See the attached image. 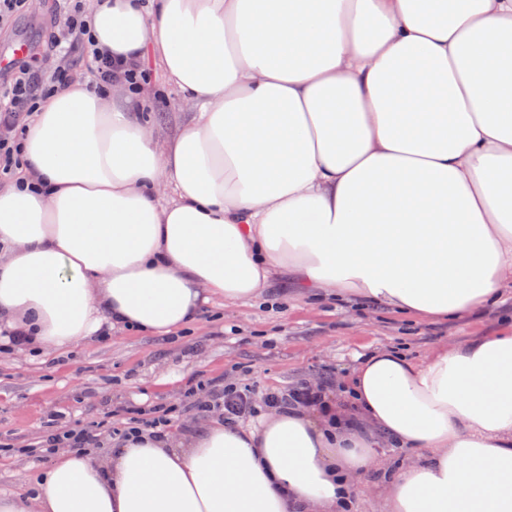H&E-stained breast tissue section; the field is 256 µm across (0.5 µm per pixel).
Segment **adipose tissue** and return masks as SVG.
Masks as SVG:
<instances>
[{"label": "adipose tissue", "instance_id": "1", "mask_svg": "<svg viewBox=\"0 0 512 512\" xmlns=\"http://www.w3.org/2000/svg\"><path fill=\"white\" fill-rule=\"evenodd\" d=\"M97 46L197 110L165 145L144 87L41 102L0 188V326L52 352L170 334L275 278L459 319L512 286V0H96ZM356 414L211 419L65 451L0 512H342L383 445V512H512V333L371 353Z\"/></svg>", "mask_w": 512, "mask_h": 512}]
</instances>
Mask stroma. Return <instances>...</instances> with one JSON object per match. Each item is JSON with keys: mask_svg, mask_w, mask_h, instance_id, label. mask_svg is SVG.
<instances>
[{"mask_svg": "<svg viewBox=\"0 0 512 512\" xmlns=\"http://www.w3.org/2000/svg\"><path fill=\"white\" fill-rule=\"evenodd\" d=\"M59 11L58 0H28L26 11L0 27V52L17 41L33 51L41 48ZM152 81L163 92L145 117L161 141L195 106L164 83L160 69H153ZM270 291L268 301L212 302L173 337L118 331L46 356L0 352V444L12 446L0 451V495L25 498L46 469L37 450L48 420L120 428L126 410L160 402L181 405L185 389L207 379L259 390L303 379L338 381L375 349L401 347L421 359L444 345L505 332L504 319L512 317V292L496 308L436 320L355 300L316 301L276 282ZM377 453L378 466L359 481L355 512H381L387 474L415 455L386 446Z\"/></svg>", "mask_w": 512, "mask_h": 512, "instance_id": "obj_1", "label": "stroma"}]
</instances>
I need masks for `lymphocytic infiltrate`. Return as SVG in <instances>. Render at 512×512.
I'll use <instances>...</instances> for the list:
<instances>
[{"instance_id": "obj_1", "label": "lymphocytic infiltrate", "mask_w": 512, "mask_h": 512, "mask_svg": "<svg viewBox=\"0 0 512 512\" xmlns=\"http://www.w3.org/2000/svg\"><path fill=\"white\" fill-rule=\"evenodd\" d=\"M88 15L75 5L64 13L56 30L51 31L45 44L48 65L34 74L24 65L0 76V179H16L23 167L21 140L26 122L34 114L40 100L57 92L82 75H90L93 85L101 90L118 81H133L136 77H149L147 65H129L101 52L87 30ZM195 416L218 414L225 425L238 426L239 422L257 417L261 408L285 409L295 405H309L322 400L323 383L300 382L286 390H272L262 394L247 385L208 382L203 388H189ZM178 413L177 407L150 404L141 408L129 425L120 429L119 437L126 438L146 430L157 437H165ZM100 426H60L43 441L46 452L59 448L80 451L100 447Z\"/></svg>"}]
</instances>
